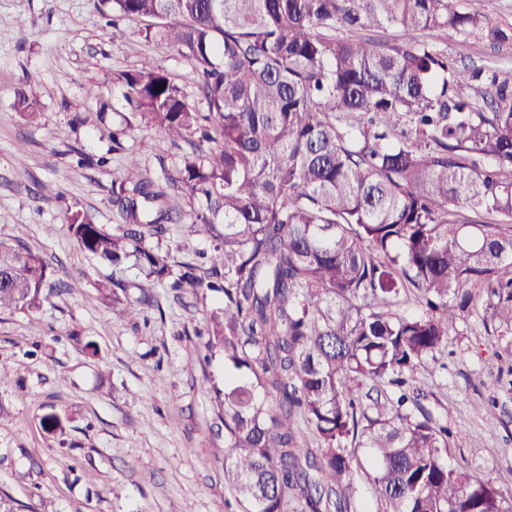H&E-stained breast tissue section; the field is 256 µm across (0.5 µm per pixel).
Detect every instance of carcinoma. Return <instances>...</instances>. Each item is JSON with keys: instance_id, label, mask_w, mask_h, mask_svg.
<instances>
[{"instance_id": "1", "label": "carcinoma", "mask_w": 512, "mask_h": 512, "mask_svg": "<svg viewBox=\"0 0 512 512\" xmlns=\"http://www.w3.org/2000/svg\"><path fill=\"white\" fill-rule=\"evenodd\" d=\"M99 2L114 23L157 20L145 37L193 62L205 111L149 61L121 73L133 117L192 149L162 180L129 156L112 186L122 223L74 212L68 230L112 266L120 317L152 302L120 299L129 263L148 283L224 294L209 336L235 369L224 454L245 512H350L367 465L377 512H512V468L449 464L448 415L425 409L419 378L470 307L512 335V80L459 68L441 42L512 36L464 0ZM371 28L400 39L360 36ZM37 102L16 92L29 122ZM178 190L199 207L172 204ZM460 207L498 222L464 223ZM186 220L218 244L177 273L162 242ZM51 275L0 241V311H38ZM411 295L417 312L395 313Z\"/></svg>"}]
</instances>
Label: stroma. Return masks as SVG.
I'll use <instances>...</instances> for the list:
<instances>
[{"label":"stroma","instance_id":"obj_1","mask_svg":"<svg viewBox=\"0 0 512 512\" xmlns=\"http://www.w3.org/2000/svg\"><path fill=\"white\" fill-rule=\"evenodd\" d=\"M99 8L98 0H0V241L22 235L57 283L37 313L0 312V375L9 380L0 388V495L21 512H242L225 474L224 353L186 358L204 347L223 294L149 285L131 267L127 297L146 287L154 304L137 320L119 319L111 267L67 228L76 210L104 229L118 224L112 184L128 155L159 179L179 162L178 148L131 116L115 76L149 59L196 92L190 60L139 36L138 24L112 27ZM448 53L512 77V44L452 41ZM29 83L41 88L31 123L15 107ZM115 126L127 129L120 151ZM162 246L177 270L214 243L175 224ZM504 346L480 314L458 320L448 367L429 378L424 402L448 414L449 462L485 478L512 467L503 453L512 446V388L494 383L498 367H512V356H496ZM49 415L55 428L43 423Z\"/></svg>","mask_w":512,"mask_h":512}]
</instances>
